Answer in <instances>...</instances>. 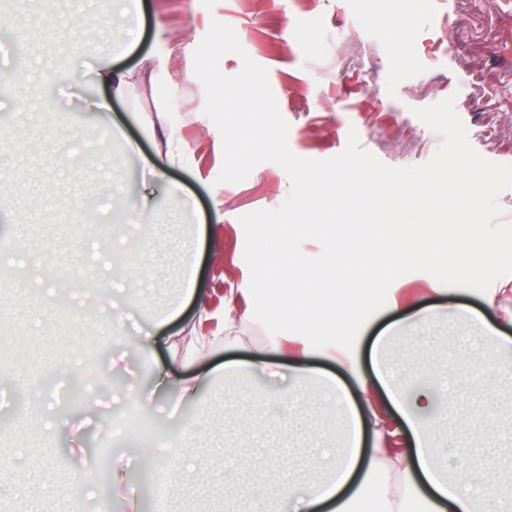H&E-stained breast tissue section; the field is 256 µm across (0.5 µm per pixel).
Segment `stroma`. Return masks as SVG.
I'll use <instances>...</instances> for the list:
<instances>
[{"label":"stroma","mask_w":512,"mask_h":512,"mask_svg":"<svg viewBox=\"0 0 512 512\" xmlns=\"http://www.w3.org/2000/svg\"><path fill=\"white\" fill-rule=\"evenodd\" d=\"M144 15L123 18L119 0H0V76L23 72L32 99L54 100L52 117L20 105L14 85L0 91V239L21 235L38 270L80 263L77 246L97 244L105 263L117 248L101 234L103 214L120 211L126 248L139 253L118 279L126 297L120 309L98 299L82 311L84 292L67 308L46 307L16 268L0 264V364L40 386L45 406L34 415L28 395L0 382V512H155L152 475L176 465L216 469L219 460L196 448L183 461L167 455L163 440L181 430L205 429L213 441L246 454V435L261 428L269 447L292 456L302 449L344 444L345 419L309 389L297 406V429L282 436L275 419L252 411L263 377L235 374L224 380L231 399L205 390L197 402L176 405L160 375L184 377L182 358L192 339L193 307L170 323L161 318L174 300L182 264L196 261L198 286L212 307L248 287L242 215L280 207L290 180L277 164L257 165L240 183H218L222 139L203 112L205 92L193 53L212 21L231 25L248 55L268 73L279 111L289 125L287 142L297 156L328 159L357 132L362 149L387 165L429 161L443 143L414 114L415 108L453 98L472 147L486 159L512 164V0H143ZM111 26L112 36L84 54L73 45L82 33ZM174 46L171 82L158 89L144 78L141 61ZM134 72L112 118L126 141L113 140L80 98L101 62ZM181 145L178 165L165 156L168 140ZM164 169L165 180L143 179L145 163ZM180 184L174 196L166 181ZM224 202L215 221L213 200ZM225 344L198 368L256 360L267 330L252 307L233 302ZM434 318L416 326L417 310ZM471 309L503 336L512 337V275L486 294L443 287L423 272L395 280L386 309L361 331L355 352L363 373L378 355L392 371L422 380L427 369L449 376L451 411L432 419V445L454 448L455 472L466 471L482 438L495 435L500 465L512 482V376L500 373L490 346L476 343L461 317ZM156 333L159 345L144 353L137 329ZM82 381L100 402L86 412L67 396ZM155 390L146 406L131 392ZM41 430L32 434V417ZM138 419L136 435L121 431ZM138 446L129 461V483L113 491L107 465ZM86 455L94 480L70 466ZM167 512H248L233 489L212 486L192 494L167 484Z\"/></svg>","instance_id":"obj_1"}]
</instances>
